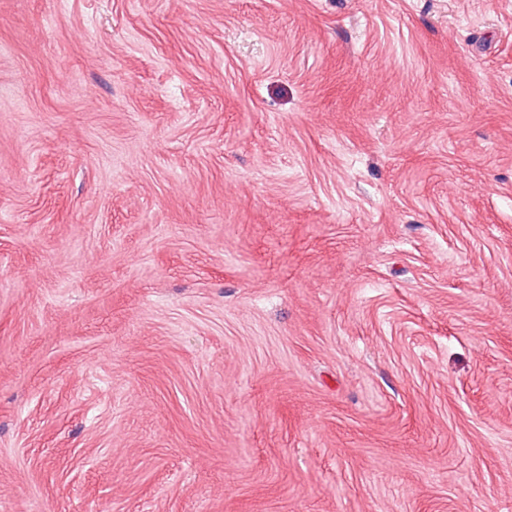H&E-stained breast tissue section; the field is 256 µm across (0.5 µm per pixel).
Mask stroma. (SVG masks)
Segmentation results:
<instances>
[{
	"mask_svg": "<svg viewBox=\"0 0 512 512\" xmlns=\"http://www.w3.org/2000/svg\"><path fill=\"white\" fill-rule=\"evenodd\" d=\"M0 512H512V0H0Z\"/></svg>",
	"mask_w": 512,
	"mask_h": 512,
	"instance_id": "35a3bbf8",
	"label": "stroma"
}]
</instances>
